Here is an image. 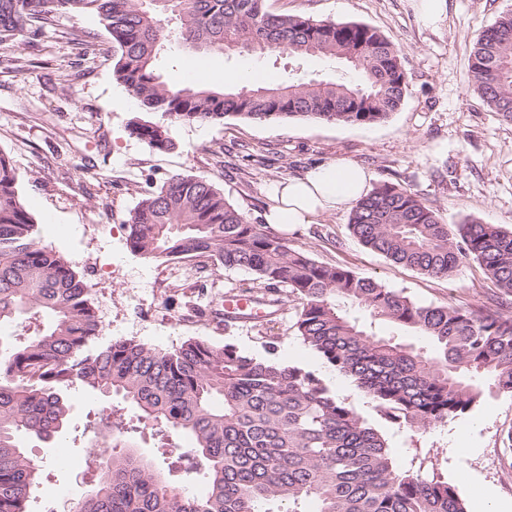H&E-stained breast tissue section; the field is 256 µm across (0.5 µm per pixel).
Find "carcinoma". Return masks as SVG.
I'll use <instances>...</instances> for the list:
<instances>
[{
    "label": "carcinoma",
    "mask_w": 512,
    "mask_h": 512,
    "mask_svg": "<svg viewBox=\"0 0 512 512\" xmlns=\"http://www.w3.org/2000/svg\"><path fill=\"white\" fill-rule=\"evenodd\" d=\"M267 0H0V47L23 33L42 35L64 13L98 16L116 48L112 73L140 111L131 135L150 148H175L184 123L313 119L375 124L402 105L407 82L401 50L377 29L268 10ZM177 38L199 55L253 52L319 57L352 73L298 77L251 87L170 84L159 73ZM88 55L79 30L63 35ZM472 83L502 120L512 123V12L477 40ZM349 231L365 248L431 278L450 279L465 259L478 263L503 299L492 307L422 305L384 283L315 261L291 248L271 224H253L203 176L174 175L130 212L127 243L159 266L208 255L251 271L280 303L285 288L299 302L297 335L323 361L366 392L394 425L426 429L471 411L486 397L512 395V231L467 220L446 224L407 189L375 186L351 209ZM384 322L427 338L430 353L373 330ZM32 331L0 339V512H31L40 466L23 439L65 434L68 393L120 397L159 436L156 456L137 450L121 409L100 420L89 453L114 448L74 512H467L454 485L400 470L383 435L340 400L312 370L257 358L231 343L189 338L174 351L119 339L90 353L100 320L88 283L40 245L18 191V175L0 154V327ZM184 434L190 454L174 456L165 433ZM167 463L162 469L156 459ZM203 466L206 490L179 493L172 463Z\"/></svg>",
    "instance_id": "1"
}]
</instances>
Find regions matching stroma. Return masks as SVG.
Returning <instances> with one entry per match:
<instances>
[{
  "label": "stroma",
  "instance_id": "obj_1",
  "mask_svg": "<svg viewBox=\"0 0 512 512\" xmlns=\"http://www.w3.org/2000/svg\"><path fill=\"white\" fill-rule=\"evenodd\" d=\"M273 11L335 21H359L383 33L403 52L408 88L401 108L377 124L316 120L223 123L177 127L174 150L158 152L132 136L135 101L112 75L115 47L100 19L64 14L55 32L22 36L0 49V154L18 175V190L42 245L52 249L91 287L101 331L90 343L100 349L133 339L163 351L189 338L240 350L319 373L337 396L383 434L400 469L438 476L454 485L468 512H487L475 501L477 486L497 502L512 503V396L487 398L471 412L422 430L392 425L350 379L323 362L297 336L298 302L286 300L273 320L224 324L213 310L226 299L261 294L253 273L214 265L200 256L161 266L133 253L126 221L142 194L175 174L202 175L253 223L264 221L273 181L305 174L315 166L346 159L369 169L374 182L411 191L444 223L472 218L512 229V124L501 120L475 92L469 56L478 37L512 0H449L436 27L418 19L416 0H270ZM80 29L95 45L84 56L64 32ZM212 86L225 72L253 74L276 85L298 72L335 71L334 62L307 57L253 54L206 56ZM349 210L315 224H291L290 247L322 263L350 269L403 292L424 305L483 307L499 291L472 261L453 279L425 277L364 248L348 229ZM68 436L63 445L75 461L86 460L87 422L108 414V404L84 390L72 393ZM41 469L34 512H64L90 490L84 471L54 464L53 444L33 443Z\"/></svg>",
  "mask_w": 512,
  "mask_h": 512
}]
</instances>
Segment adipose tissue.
I'll use <instances>...</instances> for the list:
<instances>
[{"label":"adipose tissue","mask_w":512,"mask_h":512,"mask_svg":"<svg viewBox=\"0 0 512 512\" xmlns=\"http://www.w3.org/2000/svg\"><path fill=\"white\" fill-rule=\"evenodd\" d=\"M372 175L356 163L339 159L304 176L273 183L266 223L313 224L322 216L350 207L371 190Z\"/></svg>","instance_id":"1"}]
</instances>
